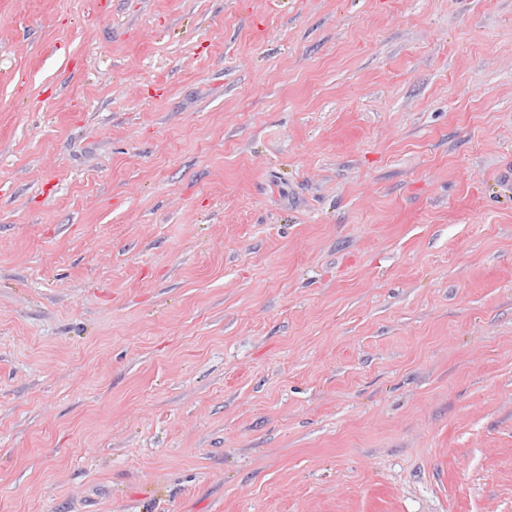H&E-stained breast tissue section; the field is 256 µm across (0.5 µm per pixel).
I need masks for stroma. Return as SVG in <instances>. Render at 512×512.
Instances as JSON below:
<instances>
[{
  "label": "stroma",
  "mask_w": 512,
  "mask_h": 512,
  "mask_svg": "<svg viewBox=\"0 0 512 512\" xmlns=\"http://www.w3.org/2000/svg\"><path fill=\"white\" fill-rule=\"evenodd\" d=\"M0 512H512V0H0Z\"/></svg>",
  "instance_id": "1"
}]
</instances>
